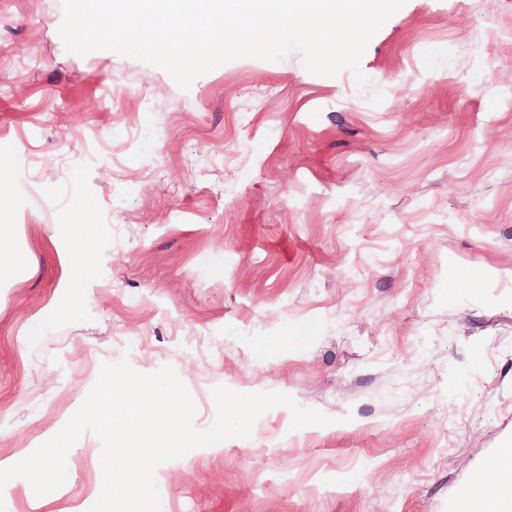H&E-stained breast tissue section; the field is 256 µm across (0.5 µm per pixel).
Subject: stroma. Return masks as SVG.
<instances>
[{"label":"stroma","mask_w":512,"mask_h":512,"mask_svg":"<svg viewBox=\"0 0 512 512\" xmlns=\"http://www.w3.org/2000/svg\"><path fill=\"white\" fill-rule=\"evenodd\" d=\"M63 0H0V460L32 453L106 363L280 392L247 439L159 465L161 512H454L512 446V0H406L351 70L300 53L182 90L66 51ZM85 203L82 223L62 219ZM65 484L6 512H87Z\"/></svg>","instance_id":"obj_1"}]
</instances>
